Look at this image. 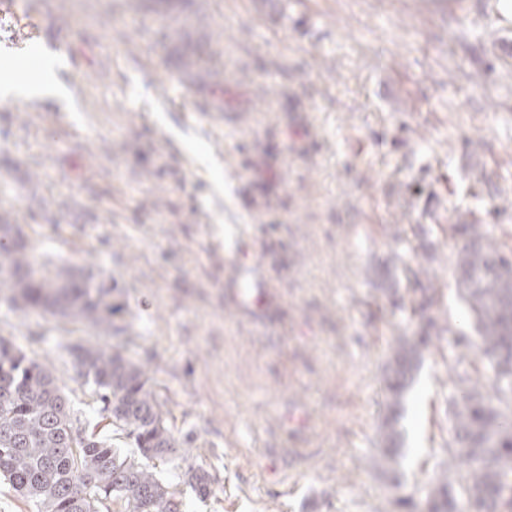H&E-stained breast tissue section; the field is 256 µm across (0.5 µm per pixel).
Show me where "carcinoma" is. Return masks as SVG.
<instances>
[{"label": "carcinoma", "instance_id": "cac0c4a2", "mask_svg": "<svg viewBox=\"0 0 512 512\" xmlns=\"http://www.w3.org/2000/svg\"><path fill=\"white\" fill-rule=\"evenodd\" d=\"M467 238L458 261V286L474 346L493 370V388L502 410L471 389L453 400L448 451L459 497L445 481L429 492L426 512H512V250L488 248L473 224H454ZM0 286L10 290L13 310H40L52 316L118 335L126 312L125 293L100 270L39 259L24 242L0 246ZM439 300L437 291L411 301L410 317L424 316ZM420 336L398 344L394 377L388 386L399 405L408 376L427 344ZM79 374L92 381L112 427L134 439L140 459L124 455L107 438L77 427L70 399L53 372L11 341L0 338V479L39 512H183L172 484L159 478L153 461L177 448L146 369L117 350L78 347ZM196 497L213 495L209 473L190 465L179 476Z\"/></svg>", "mask_w": 512, "mask_h": 512}]
</instances>
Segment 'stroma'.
Segmentation results:
<instances>
[{"label":"stroma","mask_w":512,"mask_h":512,"mask_svg":"<svg viewBox=\"0 0 512 512\" xmlns=\"http://www.w3.org/2000/svg\"><path fill=\"white\" fill-rule=\"evenodd\" d=\"M499 0H16L41 27L0 69L54 66L67 103L0 104V222L40 255L125 291L126 330L0 305V337L45 363L81 426L100 420L77 346L143 365L189 458L188 512H423L448 467L454 375L493 399L457 345L455 266L477 225L512 247V18ZM212 224H239L230 247ZM266 295L248 308L241 273ZM437 287L431 341L383 441L388 359ZM179 482L187 485L199 499H207L213 495L212 482L209 473L201 466L189 465L178 476Z\"/></svg>","instance_id":"stroma-1"}]
</instances>
